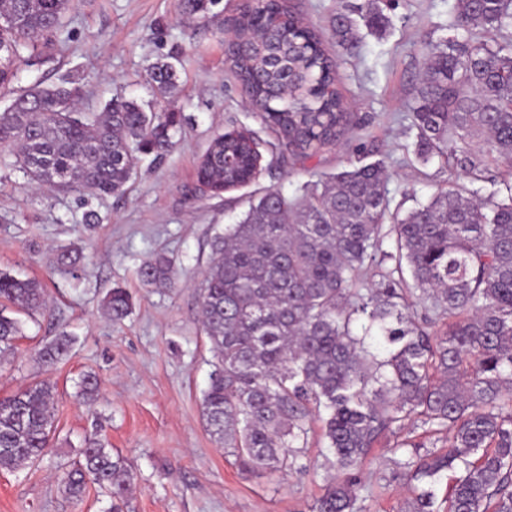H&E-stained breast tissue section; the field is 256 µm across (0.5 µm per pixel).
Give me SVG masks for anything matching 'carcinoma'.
Masks as SVG:
<instances>
[{
  "label": "carcinoma",
  "mask_w": 512,
  "mask_h": 512,
  "mask_svg": "<svg viewBox=\"0 0 512 512\" xmlns=\"http://www.w3.org/2000/svg\"><path fill=\"white\" fill-rule=\"evenodd\" d=\"M221 0H179L182 12L224 26ZM73 0H0V154L29 183L60 193L119 195L137 154L160 158L173 145L182 115L157 112L117 95L99 112L82 106L83 87L13 88L21 67L41 62V39L62 25ZM370 32L390 19L381 0H347L331 20L336 45L360 47L353 14ZM453 35L425 45L414 88V154L444 159L482 180V169H512V0H457ZM227 45L242 94L259 100L278 146L305 159L344 135L350 117L336 87L339 58L313 28L287 15L281 0L240 6ZM148 84L158 101L173 97L177 70L155 63ZM253 133L216 134L197 179L214 195L256 180L263 156ZM384 160H358L290 199L269 190L224 227L199 301L202 326L217 363L202 399L206 427L248 472L300 470L312 423H321L336 477L315 512H361L358 472L370 448L413 416L430 436L451 434L448 450L420 454L422 442L396 460L412 487L404 512H441L432 489L451 474L448 512H512V185H450L402 214L390 210ZM393 240L394 250L383 249ZM145 285L171 288L175 263L157 256L140 271ZM418 305L448 317L418 320ZM47 308L46 289L0 272V356L22 335L9 309ZM106 314L124 318L131 298L114 288ZM71 338L59 335L39 352L59 362ZM54 384L41 380L0 399V470L35 463L55 434ZM66 475L74 498L87 483L122 512L131 483L127 460L96 438Z\"/></svg>",
  "instance_id": "1"
}]
</instances>
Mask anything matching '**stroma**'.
<instances>
[{"instance_id":"stroma-1","label":"stroma","mask_w":512,"mask_h":512,"mask_svg":"<svg viewBox=\"0 0 512 512\" xmlns=\"http://www.w3.org/2000/svg\"><path fill=\"white\" fill-rule=\"evenodd\" d=\"M336 52L329 20L339 0H285ZM456 0H395L386 32L366 36L358 53L340 58L338 89L351 115L349 131L306 164L281 157L275 136L250 110L225 56L227 37L188 19L177 0H76L62 27L48 36L49 60L21 68L18 84L81 78L84 107L99 110L113 94L153 102L147 69L178 56V88L167 104L183 124L162 160L139 156L120 196L37 191L20 169L0 162V271L42 279L45 313L23 316V335L0 360V398L38 380L56 383L55 439L32 466L0 470V512H108L112 500L89 485L76 500L63 493V470L78 463L94 435L127 458L132 470L124 512H312L330 479L331 454L311 439L302 471L256 476L208 432L201 400L216 362L201 323L199 291L225 225L267 189L300 194L303 184L346 167L358 154L385 159L389 198L402 210L426 200L458 173L444 160L419 162L408 146L413 86L421 72L419 42L449 36ZM246 128L261 143L265 171L255 182L213 196L197 182V166L212 137ZM98 214L85 223L87 212ZM77 250L86 268L55 269L58 252ZM173 258L177 284L149 288L140 267L156 255ZM116 285L132 296L131 313L115 323L102 310ZM72 339L68 356L52 367L39 351L59 333ZM99 380L87 403L85 374ZM384 435L361 474L363 512H401L410 492L396 475Z\"/></svg>"}]
</instances>
